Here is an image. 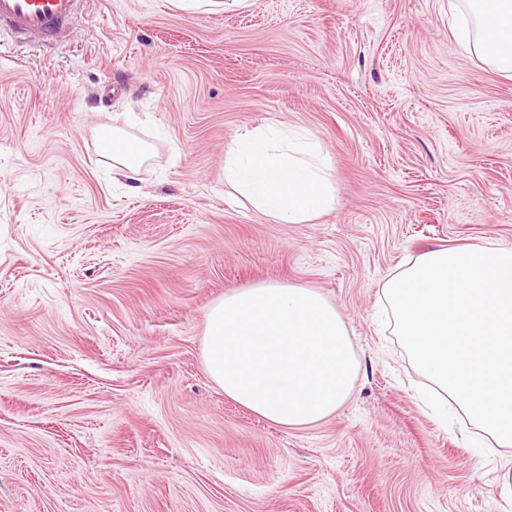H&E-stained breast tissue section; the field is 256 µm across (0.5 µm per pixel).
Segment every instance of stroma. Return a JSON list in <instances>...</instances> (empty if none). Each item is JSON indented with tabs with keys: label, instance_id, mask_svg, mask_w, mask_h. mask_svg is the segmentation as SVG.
Segmentation results:
<instances>
[{
	"label": "stroma",
	"instance_id": "obj_1",
	"mask_svg": "<svg viewBox=\"0 0 512 512\" xmlns=\"http://www.w3.org/2000/svg\"><path fill=\"white\" fill-rule=\"evenodd\" d=\"M451 26L448 0H83L68 39L0 45V512H512V447L425 407L376 320L406 256L512 246V79ZM127 112L133 191L106 146ZM279 125L331 168L310 224L224 184L236 134ZM263 283L347 325L355 389L314 425L205 369L210 308Z\"/></svg>",
	"mask_w": 512,
	"mask_h": 512
}]
</instances>
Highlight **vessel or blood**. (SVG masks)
<instances>
[{
  "instance_id": "vessel-or-blood-1",
  "label": "vessel or blood",
  "mask_w": 512,
  "mask_h": 512,
  "mask_svg": "<svg viewBox=\"0 0 512 512\" xmlns=\"http://www.w3.org/2000/svg\"><path fill=\"white\" fill-rule=\"evenodd\" d=\"M79 0H0V33L52 45L71 30Z\"/></svg>"
}]
</instances>
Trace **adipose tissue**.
Here are the masks:
<instances>
[{"label": "adipose tissue", "instance_id": "1", "mask_svg": "<svg viewBox=\"0 0 512 512\" xmlns=\"http://www.w3.org/2000/svg\"><path fill=\"white\" fill-rule=\"evenodd\" d=\"M457 38L512 78V0H451ZM112 131V179L135 189L147 147L129 152ZM224 183L284 224L333 209L336 188L317 144L299 130L268 126L237 135ZM380 301L416 369L423 400L440 415L456 406L462 424L512 447V247L492 242L433 248L399 264Z\"/></svg>", "mask_w": 512, "mask_h": 512}]
</instances>
